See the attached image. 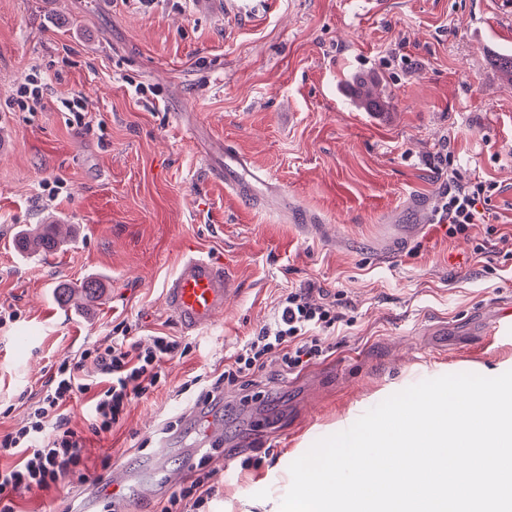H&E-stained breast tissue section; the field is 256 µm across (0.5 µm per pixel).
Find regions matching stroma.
I'll return each instance as SVG.
<instances>
[{
  "label": "stroma",
  "instance_id": "35a3bbf8",
  "mask_svg": "<svg viewBox=\"0 0 512 512\" xmlns=\"http://www.w3.org/2000/svg\"><path fill=\"white\" fill-rule=\"evenodd\" d=\"M512 51L503 0H267L241 16L219 0H0V432L21 426L49 367L128 326L139 339L183 334L164 289L185 248L227 263L236 292L167 384L133 401L103 449L139 470L192 468L196 437L167 430L193 403L178 387L224 361L271 319L289 289L338 296L348 322L324 331L326 359L251 403L224 390L225 472L204 512H263L290 464L395 392L463 372L512 370V340L491 334L512 308V81L490 63ZM44 86L22 104L26 78ZM389 105L360 110L357 79ZM79 98L81 116L62 103ZM227 144L278 182L248 205L227 193L212 152ZM491 183L483 223L448 237L437 203L452 178ZM76 236L45 258L14 246L48 217ZM483 253H476V245ZM89 276L104 290L67 306L56 287ZM29 330L27 346L15 343ZM84 485L25 494L23 512L79 507Z\"/></svg>",
  "mask_w": 512,
  "mask_h": 512
}]
</instances>
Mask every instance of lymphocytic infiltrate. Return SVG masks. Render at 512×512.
Masks as SVG:
<instances>
[{
    "label": "lymphocytic infiltrate",
    "mask_w": 512,
    "mask_h": 512,
    "mask_svg": "<svg viewBox=\"0 0 512 512\" xmlns=\"http://www.w3.org/2000/svg\"><path fill=\"white\" fill-rule=\"evenodd\" d=\"M486 190L485 182L477 179L444 192L437 216L449 237L466 233L479 221L478 204ZM342 320V314L314 302L311 289H289L272 321L225 360L223 372L195 376L180 390L197 389L200 404L206 405L220 401L225 387L251 390L270 366H277L282 376L302 370L326 357L320 333ZM190 349L181 337L164 333L145 344L117 335L83 350L79 357L53 364L43 396L31 407L26 424L0 434V457L16 459L13 465L0 466V512H18L23 493L50 490L71 476L85 480L80 467L89 437L107 439L129 403L154 394L166 381V364L185 357ZM82 396L87 399L89 422L84 433L73 429L66 415L70 403ZM209 463V457H201L197 477L170 496L160 512L202 507L213 491Z\"/></svg>",
    "instance_id": "obj_1"
}]
</instances>
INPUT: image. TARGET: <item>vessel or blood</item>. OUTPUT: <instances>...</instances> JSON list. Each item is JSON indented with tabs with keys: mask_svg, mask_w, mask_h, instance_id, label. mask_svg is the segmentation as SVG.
<instances>
[{
	"mask_svg": "<svg viewBox=\"0 0 512 512\" xmlns=\"http://www.w3.org/2000/svg\"><path fill=\"white\" fill-rule=\"evenodd\" d=\"M224 179L233 194L244 203H256L260 191L275 192L270 177L254 168L239 153L224 152ZM235 282L227 267L212 258L187 250L164 294L165 304L184 332L195 334L209 328L222 313L235 292ZM185 425L193 428L203 445L218 448L224 442V424L218 417L199 408L185 409L181 414ZM135 473L117 465L99 478L108 494L122 496L134 482Z\"/></svg>",
	"mask_w": 512,
	"mask_h": 512,
	"instance_id": "b4317fda",
	"label": "vessel or blood"
}]
</instances>
